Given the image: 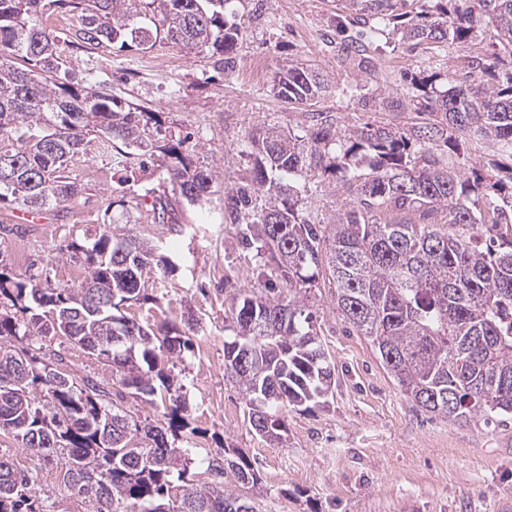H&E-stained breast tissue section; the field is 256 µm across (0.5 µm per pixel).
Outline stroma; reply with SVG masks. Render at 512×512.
Instances as JSON below:
<instances>
[{"label":"stroma","instance_id":"stroma-1","mask_svg":"<svg viewBox=\"0 0 512 512\" xmlns=\"http://www.w3.org/2000/svg\"><path fill=\"white\" fill-rule=\"evenodd\" d=\"M226 11L246 29L226 65L211 50L162 38L145 48L62 50L77 79L100 85L124 107L156 113L162 129L181 139L186 161L212 174L209 201L199 207L181 200L168 174L174 162L161 149L123 169L91 145L68 166L78 196L66 207L47 208L45 223H16V206L0 204V257L18 273L32 265L41 279L64 286V270L76 263L63 248L76 234L109 223L150 226L152 244L173 270L147 268L151 302L124 313L140 322L169 320L192 337L193 352L173 373L200 434L181 445L202 458L221 439L254 460L264 512H512V420L447 421L418 409L337 312L328 289L315 290L308 304L335 364L332 391L324 404L288 412L284 445L251 432L245 400L224 370L233 301L258 287L263 269L224 221L225 191L249 179L255 165L248 137L270 127L300 129L313 111L331 115L344 134L436 122L412 102L411 77L437 71L463 81L475 61L495 62L497 46L480 30L464 42L415 49L392 31L368 30L367 52L357 60L343 49L345 35L356 29L345 0H231ZM257 60L265 75L253 81L246 72ZM290 61L324 76L326 91L313 105L289 104L274 93V77ZM444 158L461 172L512 166L496 141L473 134L458 135ZM306 184L303 210L333 221L343 188L316 175ZM157 195L169 199L170 224L181 225V233L152 223L148 206ZM1 454L33 476L46 512H89L88 503L57 485L55 465L11 435L0 434Z\"/></svg>","mask_w":512,"mask_h":512}]
</instances>
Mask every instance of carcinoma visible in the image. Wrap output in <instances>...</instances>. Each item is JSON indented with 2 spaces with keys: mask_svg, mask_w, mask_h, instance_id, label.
<instances>
[{
  "mask_svg": "<svg viewBox=\"0 0 512 512\" xmlns=\"http://www.w3.org/2000/svg\"><path fill=\"white\" fill-rule=\"evenodd\" d=\"M129 0H0V203L39 211L61 207L78 194L68 180L71 159L95 136L116 148L112 162L128 168L132 147H148L135 112L113 108L100 87L57 75L61 42L148 44L154 34L190 49L220 55L242 39V26L225 16L232 0H144L143 14L159 9L158 24L136 25ZM451 10L420 12L400 26L419 45L463 41L474 30L490 34L512 58V0H449ZM393 0H349L367 20L388 28L399 15ZM54 11L77 18L64 33L39 17ZM469 83L448 86L439 72L413 78L412 100L442 119L419 130L422 143L454 147L453 133L495 139L512 153V72L478 63ZM278 96L308 103L326 91L322 75L300 63L274 79ZM257 165L250 180L224 198V220L265 266L281 272L282 287L263 288L232 308L236 336L224 341V369L248 408L250 429L280 445L283 414L311 408L331 384V356L314 331L307 291L327 283L336 310L376 351L401 393L419 408L450 421L512 419V167L504 179L468 178L433 154L411 152V138L388 128L339 137L324 120L306 129L270 128L249 138ZM329 172L349 190L336 221L319 224L298 207L297 179ZM181 198L206 201L212 177L203 170H169ZM493 192L498 203L481 212ZM448 211L453 226L487 228L467 237L386 213L426 218ZM154 222L166 224L171 204L158 196ZM87 272L77 288L40 287L0 267V433L57 461L59 482L92 512H173L174 480L185 481L190 449L168 432L181 428L186 410L166 364L192 349L190 337L162 321L151 328L122 308L144 298L141 270L167 266L145 233L121 234L104 225L66 245ZM95 291L111 303L86 311ZM68 313L59 327L70 346L97 358L112 384L64 369L65 358L43 353L45 317ZM44 391V401L33 389ZM160 399L168 427L144 423L111 396L122 391ZM212 481L188 485L195 512H261L251 490L260 483L249 458L234 448L206 455ZM0 512H43L34 479L0 456Z\"/></svg>",
  "mask_w": 512,
  "mask_h": 512,
  "instance_id": "cac0c4a2",
  "label": "carcinoma"
}]
</instances>
